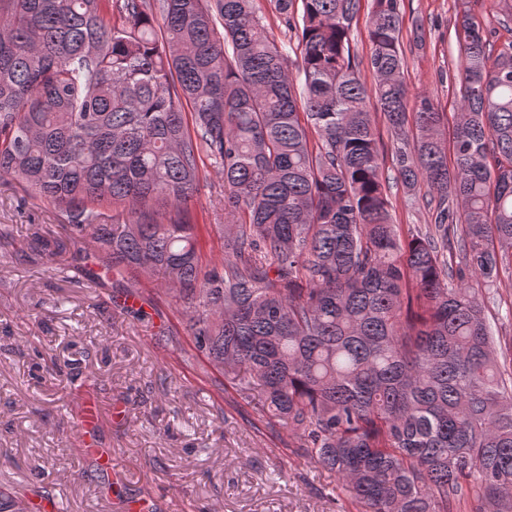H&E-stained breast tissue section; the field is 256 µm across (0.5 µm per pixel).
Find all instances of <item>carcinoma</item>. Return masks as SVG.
<instances>
[{
	"label": "carcinoma",
	"instance_id": "cac0c4a2",
	"mask_svg": "<svg viewBox=\"0 0 512 512\" xmlns=\"http://www.w3.org/2000/svg\"><path fill=\"white\" fill-rule=\"evenodd\" d=\"M271 2L296 63L254 0H0V177L62 214L47 257L80 243L109 277L163 273L198 349L345 499L512 512V371L488 318L512 269V42L463 15L447 135L429 96L407 108L400 0H371L365 61L362 0ZM372 98L397 180L428 187L423 232L392 222ZM204 156L231 218L220 272L188 222ZM369 19V6L367 5V0H363L361 11L354 19L352 25V44L359 57H363L364 61L369 54V43L366 38Z\"/></svg>",
	"mask_w": 512,
	"mask_h": 512
}]
</instances>
